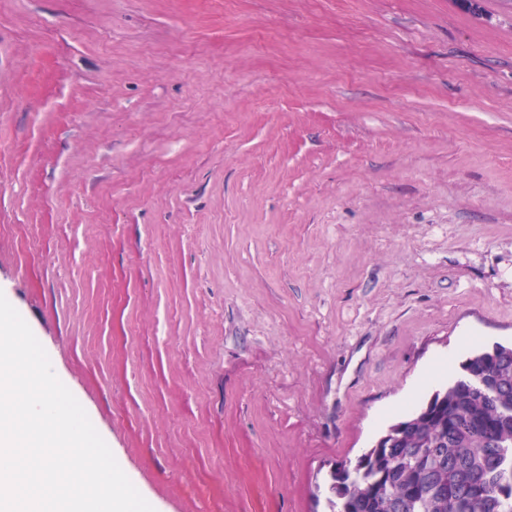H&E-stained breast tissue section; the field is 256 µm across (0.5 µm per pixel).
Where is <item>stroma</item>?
Returning a JSON list of instances; mask_svg holds the SVG:
<instances>
[{
    "instance_id": "obj_1",
    "label": "stroma",
    "mask_w": 512,
    "mask_h": 512,
    "mask_svg": "<svg viewBox=\"0 0 512 512\" xmlns=\"http://www.w3.org/2000/svg\"><path fill=\"white\" fill-rule=\"evenodd\" d=\"M0 0V293L155 512L327 479L512 345V0Z\"/></svg>"
}]
</instances>
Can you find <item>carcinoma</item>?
I'll return each instance as SVG.
<instances>
[{
	"label": "carcinoma",
	"instance_id": "cac0c4a2",
	"mask_svg": "<svg viewBox=\"0 0 512 512\" xmlns=\"http://www.w3.org/2000/svg\"><path fill=\"white\" fill-rule=\"evenodd\" d=\"M330 472L329 512H512V347L477 351L428 410Z\"/></svg>",
	"mask_w": 512,
	"mask_h": 512
}]
</instances>
